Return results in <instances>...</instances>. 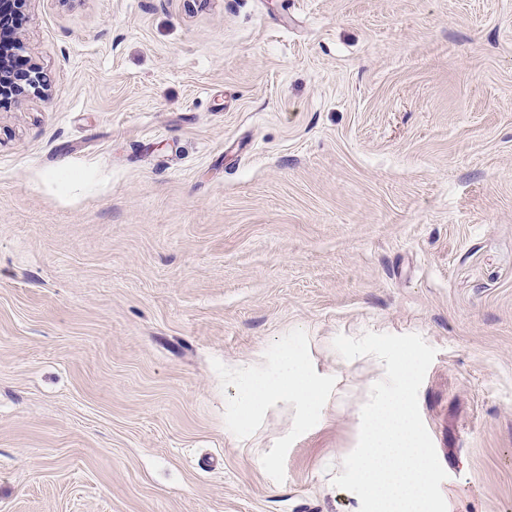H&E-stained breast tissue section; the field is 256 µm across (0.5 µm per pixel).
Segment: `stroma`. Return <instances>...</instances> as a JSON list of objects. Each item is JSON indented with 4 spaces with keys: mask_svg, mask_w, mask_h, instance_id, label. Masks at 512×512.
Returning a JSON list of instances; mask_svg holds the SVG:
<instances>
[{
    "mask_svg": "<svg viewBox=\"0 0 512 512\" xmlns=\"http://www.w3.org/2000/svg\"><path fill=\"white\" fill-rule=\"evenodd\" d=\"M0 106V512H359L416 333L449 512H512V0H27ZM314 401L236 410L287 357ZM19 50V45L15 42H9L2 36V19H1V39H0V96L4 95H19L18 97L26 94H39L44 92L50 85V80L47 74L44 73L39 67L34 65L31 70L14 76H7L5 73L8 58L11 54Z\"/></svg>",
    "mask_w": 512,
    "mask_h": 512,
    "instance_id": "35a3bbf8",
    "label": "stroma"
}]
</instances>
